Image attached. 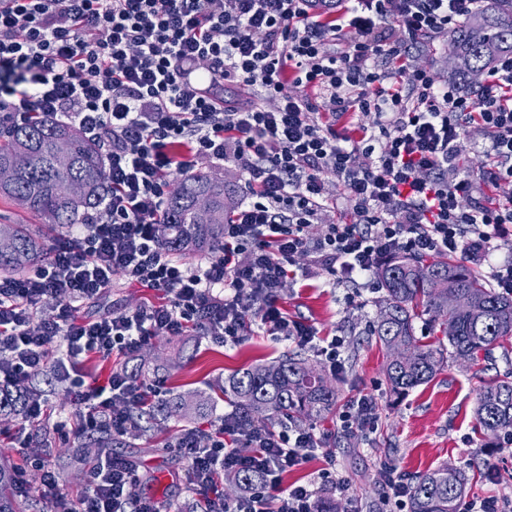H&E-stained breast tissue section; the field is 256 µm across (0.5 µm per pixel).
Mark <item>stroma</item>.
<instances>
[{"mask_svg":"<svg viewBox=\"0 0 512 512\" xmlns=\"http://www.w3.org/2000/svg\"><path fill=\"white\" fill-rule=\"evenodd\" d=\"M385 291H363L361 298L348 300L346 290L333 276L320 272L311 285L288 282L283 305L289 316L312 324L320 335H338L345 340V373L337 377L339 389L336 411L314 419L318 432L326 436V456H319L293 472L292 480L313 479L334 459L338 474L347 478L350 494L360 512H384L385 504L378 484V472L390 468L404 479L451 464L469 478L468 497L493 498L505 512H512V442L494 439L476 430L474 409L484 383L512 372V363L503 358L512 352V340L495 348L488 360L462 365L446 358L435 377L403 397L391 396L384 377L389 358L386 348L369 334V325L384 304ZM155 292L115 280L102 297L79 304L80 316L96 318L126 307L158 302ZM291 342L269 336L267 332L246 331L241 342L222 346L201 336H159L152 338L131 361L115 357L108 361L92 359L90 378H107L113 368L127 367L142 383L156 391L158 400L170 393L214 394L213 415L230 410L229 402L217 396V388L233 372L259 363L276 360L291 351ZM31 388L47 402V418L38 438L28 448L16 447L14 435L20 417L0 418V453L13 462L26 456L50 454L59 475L61 490L79 499L86 484L89 462L76 461L78 450L92 447L94 433L79 430L70 418L69 399L64 383L51 371L34 376ZM369 394L378 402L372 429L342 432L336 421L350 401ZM67 419L63 430H54L57 420ZM190 421L171 416L156 425H143L124 435L113 445L114 455L132 461L138 468L140 495L160 503L192 500L179 473L185 462L170 443Z\"/></svg>","mask_w":512,"mask_h":512,"instance_id":"obj_1","label":"stroma"}]
</instances>
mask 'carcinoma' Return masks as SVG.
<instances>
[{
    "label": "carcinoma",
    "instance_id": "carcinoma-1",
    "mask_svg": "<svg viewBox=\"0 0 512 512\" xmlns=\"http://www.w3.org/2000/svg\"><path fill=\"white\" fill-rule=\"evenodd\" d=\"M455 75L470 82L501 53L512 52V0H492L467 15L450 37ZM68 144L70 163H56L57 145ZM108 190L98 147L79 131L39 114L0 136V198L39 216L50 225L79 223L82 214ZM232 218L231 197L224 179L198 173L172 184L159 216L162 245L174 255L218 249L224 242V224ZM46 239L25 224H0V273L18 274L47 255ZM386 292L385 306L372 325V335L387 349L411 353L407 361L386 364L389 391L403 396L428 383L445 354L476 362L497 345L512 339V295L497 291L479 272L451 256L398 255L378 271ZM460 295L471 298L469 311L458 307ZM428 317L447 337L448 344L421 343L414 321ZM224 397L248 423L264 419L303 422L330 413L336 407V385L301 354L238 370L224 379ZM31 393L0 389V416L20 415ZM211 398L173 395L168 401L141 409L140 421L164 420L172 415L205 418ZM475 419L488 435H512V378L493 380L479 392ZM15 468L0 462V512H17L8 494ZM236 490L248 491L258 478L251 472L227 475ZM468 479L459 469L445 466L415 477L410 486L409 512H458Z\"/></svg>",
    "mask_w": 512,
    "mask_h": 512
}]
</instances>
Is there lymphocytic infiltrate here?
Returning <instances> with one entry per match:
<instances>
[{
	"label": "lymphocytic infiltrate",
	"instance_id": "f902f5d3",
	"mask_svg": "<svg viewBox=\"0 0 512 512\" xmlns=\"http://www.w3.org/2000/svg\"><path fill=\"white\" fill-rule=\"evenodd\" d=\"M476 2L0 0V129L34 112L58 117L98 143L110 182L43 263L0 277V386L26 389L51 368L69 384L81 431L122 435L148 391L121 368L86 382L89 355L128 358L153 337L188 332L231 346L254 323L343 373V340L282 312L289 278L328 269L373 283L390 256L473 259L512 234V200L472 202L484 182L512 193V54L470 95L438 83L420 59ZM350 114L356 136L337 134ZM475 136L494 158L480 183L458 163ZM201 159L230 164L247 191L221 251L188 266L155 227L171 173ZM329 172L350 213L341 224L324 220ZM117 278L160 302L79 317L78 303ZM173 445L202 512H271V499L272 512H317L321 494L350 498L332 468L283 485L325 446L312 426L246 425L230 411L208 428H182ZM32 465L49 512H164L138 495L124 459L99 458L77 500L60 490L49 457ZM240 470L260 484L226 500L218 480Z\"/></svg>",
	"mask_w": 512,
	"mask_h": 512
}]
</instances>
